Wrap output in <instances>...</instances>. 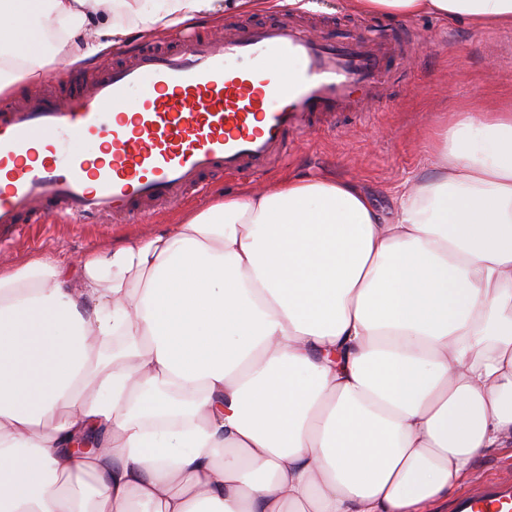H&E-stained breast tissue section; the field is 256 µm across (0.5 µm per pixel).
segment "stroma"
Masks as SVG:
<instances>
[{"instance_id": "35a3bbf8", "label": "stroma", "mask_w": 512, "mask_h": 512, "mask_svg": "<svg viewBox=\"0 0 512 512\" xmlns=\"http://www.w3.org/2000/svg\"><path fill=\"white\" fill-rule=\"evenodd\" d=\"M305 23L332 37L402 38L403 60L391 70L383 101L367 116H350L336 129L300 137L288 164L264 174L217 176L209 191L181 204L155 203L142 218L117 224H65L54 217L19 230L0 228V265L19 267L48 254L66 263L94 249L176 223L207 208L243 184L263 185L291 176L354 179L384 217H392L397 192L427 164L426 129L471 106L512 102V29L473 31L460 19L431 16L390 21L348 12L343 0H307Z\"/></svg>"}]
</instances>
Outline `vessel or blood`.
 <instances>
[{
    "instance_id": "obj_1",
    "label": "vessel or blood",
    "mask_w": 512,
    "mask_h": 512,
    "mask_svg": "<svg viewBox=\"0 0 512 512\" xmlns=\"http://www.w3.org/2000/svg\"><path fill=\"white\" fill-rule=\"evenodd\" d=\"M396 42L340 40L287 17L228 35L188 33L141 45L66 101L0 107V225L134 218L156 201L203 192L217 173L285 162L326 118L380 98ZM461 512H512V467L462 497Z\"/></svg>"
}]
</instances>
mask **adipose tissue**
<instances>
[{"label": "adipose tissue", "mask_w": 512, "mask_h": 512, "mask_svg": "<svg viewBox=\"0 0 512 512\" xmlns=\"http://www.w3.org/2000/svg\"><path fill=\"white\" fill-rule=\"evenodd\" d=\"M261 0H0V93ZM511 29L512 0H345ZM357 182L243 188L154 234L0 269V512H430L512 446V103ZM102 443L77 454L88 433Z\"/></svg>", "instance_id": "ef3b65f1"}]
</instances>
